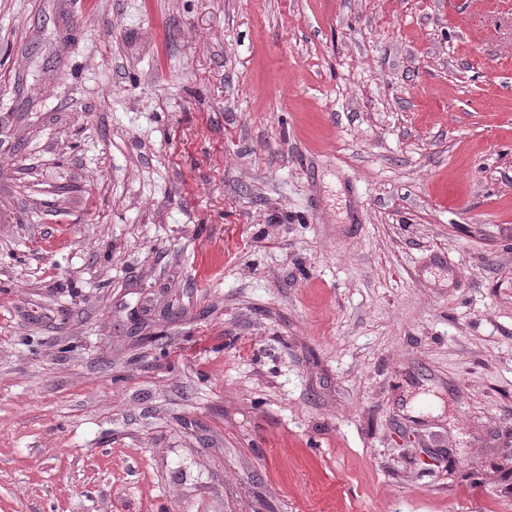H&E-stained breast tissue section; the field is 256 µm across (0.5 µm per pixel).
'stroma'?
I'll return each mask as SVG.
<instances>
[{
	"mask_svg": "<svg viewBox=\"0 0 512 512\" xmlns=\"http://www.w3.org/2000/svg\"><path fill=\"white\" fill-rule=\"evenodd\" d=\"M0 512H512V0H0Z\"/></svg>",
	"mask_w": 512,
	"mask_h": 512,
	"instance_id": "stroma-1",
	"label": "stroma"
}]
</instances>
